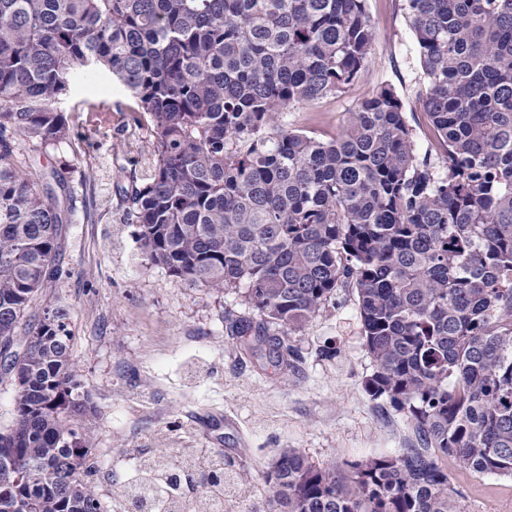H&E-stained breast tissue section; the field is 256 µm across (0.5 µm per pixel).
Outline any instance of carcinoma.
Returning a JSON list of instances; mask_svg holds the SVG:
<instances>
[{
	"instance_id": "cac0c4a2",
	"label": "carcinoma",
	"mask_w": 512,
	"mask_h": 512,
	"mask_svg": "<svg viewBox=\"0 0 512 512\" xmlns=\"http://www.w3.org/2000/svg\"><path fill=\"white\" fill-rule=\"evenodd\" d=\"M442 165L416 152L381 87L336 137L281 114L353 86L375 39L366 0H0V512H104L88 479L97 410L72 362L69 311L17 343L72 206L17 160L72 141L60 107L105 70L148 115L154 161L131 191L140 248L194 285L243 288L233 322L288 366V335L338 288L357 293L375 370L365 381L411 423L395 456L320 467L275 457L267 512H463L445 460L512 477V0H404ZM242 490L229 456L181 448L142 464ZM14 381L9 375H3L0 369V427L3 429L14 420Z\"/></svg>"
}]
</instances>
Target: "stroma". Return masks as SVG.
Returning a JSON list of instances; mask_svg holds the SVG:
<instances>
[{
	"mask_svg": "<svg viewBox=\"0 0 512 512\" xmlns=\"http://www.w3.org/2000/svg\"><path fill=\"white\" fill-rule=\"evenodd\" d=\"M367 9L375 40L360 80L291 107L283 123L334 137L362 100L389 85L403 102L416 150L438 157L403 0H367ZM118 102L127 106L131 98L106 75L77 78L63 108L80 124L89 112L108 110L99 132L47 153H22L33 171H60L75 198L28 320L37 323L50 304L70 312L73 362L100 411L91 431V480L109 512H124L113 487L139 478L141 456L164 447L210 448L235 459L244 489L225 499L224 512H263L266 474L279 449L341 468L407 447L414 439L407 418L365 390L374 362L354 290L337 289L290 335L298 360L280 373L266 368V347L245 352L230 332L232 321L253 314L241 289L193 287L149 263L127 192L151 161L152 132L148 116L109 111ZM448 488L461 495L464 512H512V478L478 477L452 461Z\"/></svg>",
	"mask_w": 512,
	"mask_h": 512,
	"instance_id": "35a3bbf8",
	"label": "stroma"
}]
</instances>
